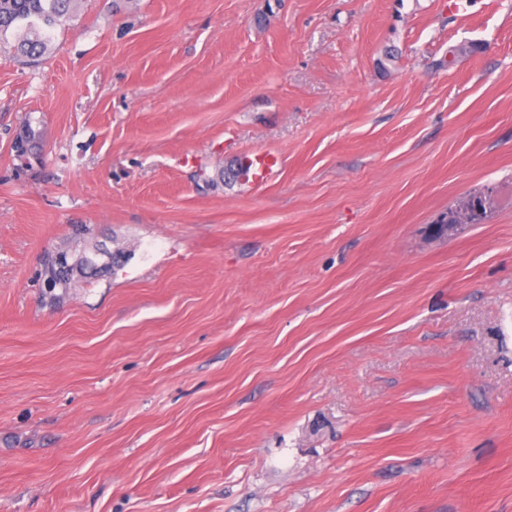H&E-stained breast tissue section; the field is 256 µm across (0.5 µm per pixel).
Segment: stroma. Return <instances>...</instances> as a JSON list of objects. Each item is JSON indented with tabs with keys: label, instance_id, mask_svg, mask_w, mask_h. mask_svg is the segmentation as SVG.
<instances>
[{
	"label": "stroma",
	"instance_id": "35a3bbf8",
	"mask_svg": "<svg viewBox=\"0 0 512 512\" xmlns=\"http://www.w3.org/2000/svg\"><path fill=\"white\" fill-rule=\"evenodd\" d=\"M100 244L51 302L45 252ZM0 512H512V0H80L40 63L1 38ZM278 163V156L272 153H266L255 157L254 160H251L249 157H247L245 166L248 169L247 174L251 172L252 179L262 180Z\"/></svg>",
	"mask_w": 512,
	"mask_h": 512
}]
</instances>
